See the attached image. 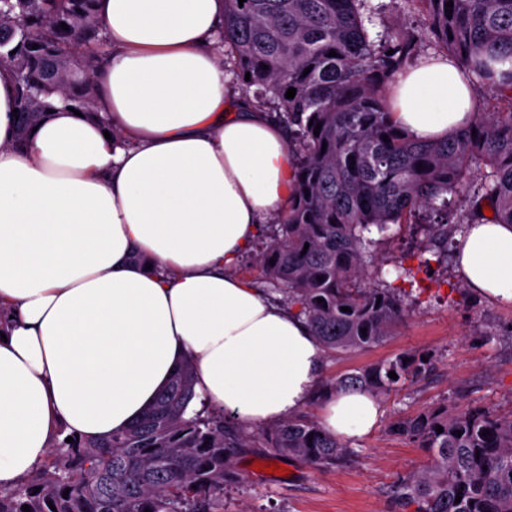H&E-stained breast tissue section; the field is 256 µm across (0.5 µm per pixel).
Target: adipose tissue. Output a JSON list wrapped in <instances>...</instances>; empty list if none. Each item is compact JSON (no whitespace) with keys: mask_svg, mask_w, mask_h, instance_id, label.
<instances>
[{"mask_svg":"<svg viewBox=\"0 0 512 512\" xmlns=\"http://www.w3.org/2000/svg\"><path fill=\"white\" fill-rule=\"evenodd\" d=\"M106 59L98 114L57 105L18 147L11 66L0 65V488L62 435L109 438L184 364L198 398L275 424L319 392L325 351L304 319L241 277L294 165L269 113L226 92L224 0H96ZM393 116L443 139L478 103L463 69L400 76ZM456 265L476 297L512 306V224H475ZM379 399L325 398L342 443L370 435Z\"/></svg>","mask_w":512,"mask_h":512,"instance_id":"obj_1","label":"adipose tissue"}]
</instances>
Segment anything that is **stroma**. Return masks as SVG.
<instances>
[{"mask_svg": "<svg viewBox=\"0 0 512 512\" xmlns=\"http://www.w3.org/2000/svg\"><path fill=\"white\" fill-rule=\"evenodd\" d=\"M365 26L371 36L389 32L419 39L417 60L441 51L416 0H366ZM394 235L379 248L393 272L403 262L415 274L411 309L391 336L373 347L325 356L322 378L381 362L399 353H424L430 370L397 394L382 399L383 415L368 437L352 445V461L316 468L294 456H279L284 475L258 471L270 462L264 442L238 455L241 483L224 491V512H399L389 491L401 477L421 467L424 449L389 425L430 409L480 407L512 412V306L502 307L472 295L454 261L418 265L424 241L420 229L394 226Z\"/></svg>", "mask_w": 512, "mask_h": 512, "instance_id": "obj_1", "label": "stroma"}]
</instances>
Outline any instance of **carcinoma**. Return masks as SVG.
Here are the masks:
<instances>
[{
    "instance_id": "cac0c4a2",
    "label": "carcinoma",
    "mask_w": 512,
    "mask_h": 512,
    "mask_svg": "<svg viewBox=\"0 0 512 512\" xmlns=\"http://www.w3.org/2000/svg\"><path fill=\"white\" fill-rule=\"evenodd\" d=\"M417 2L439 47L499 100L496 111L474 113L440 141L413 139L393 119L392 85L417 40L394 32L371 39L361 13L365 0H224V53L238 80L253 89L245 101L275 114L295 159L293 198L273 234L259 240L253 264L330 351L375 346L408 313L406 291L383 278L377 252L390 225L429 218L434 244L418 256L427 268L438 245L485 221L477 205L448 225V196L466 189L490 205L492 222L512 224V0H453L450 9L448 0ZM94 3L0 6V26H15L38 45L0 46V63L12 65L17 88L18 145L52 108L54 95L92 111L103 45ZM332 50L337 56H328ZM494 62L511 66L507 81L495 80ZM291 87L296 94L288 99ZM312 122L321 125L317 136ZM370 271L379 283L366 287ZM427 368L422 357L401 353L339 375L323 389L388 396ZM193 373L185 363L147 412L111 438L59 443L25 482L0 488V512H22L24 505L30 512H224V485L238 478L236 457L254 447L255 434L222 411L194 410ZM391 428L427 453L426 464L391 490L397 505L414 512H512V413L444 407ZM258 435L274 454L318 468L355 454L302 413Z\"/></svg>"
}]
</instances>
